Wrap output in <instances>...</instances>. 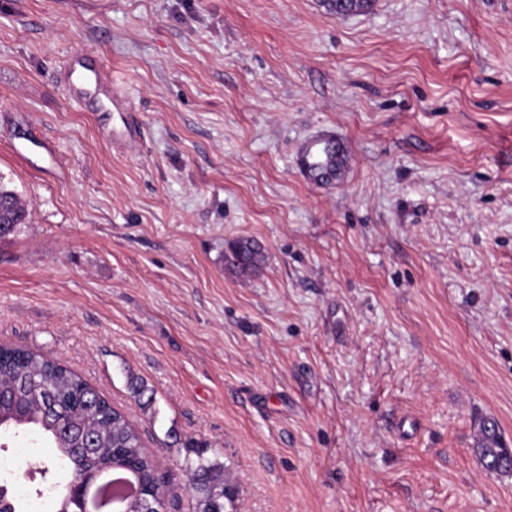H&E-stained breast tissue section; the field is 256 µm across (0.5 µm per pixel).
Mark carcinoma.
Here are the masks:
<instances>
[{
	"label": "carcinoma",
	"instance_id": "cac0c4a2",
	"mask_svg": "<svg viewBox=\"0 0 512 512\" xmlns=\"http://www.w3.org/2000/svg\"><path fill=\"white\" fill-rule=\"evenodd\" d=\"M25 205L0 185V236L14 232L26 220ZM258 246L239 241L230 247L229 265L242 270L260 265ZM25 431L54 449L63 469V485L87 474L106 472L121 465L127 475L146 489L150 500L166 506L168 491L159 479L158 461L135 427L101 394L70 368L43 352L0 346V431ZM488 471L509 472L512 463L493 442L477 449ZM196 463L187 464L197 512H239L238 494L224 466L210 463L197 449ZM54 512H83L80 500L57 494Z\"/></svg>",
	"mask_w": 512,
	"mask_h": 512
}]
</instances>
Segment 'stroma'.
I'll return each mask as SVG.
<instances>
[{"label":"stroma","instance_id":"35a3bbf8","mask_svg":"<svg viewBox=\"0 0 512 512\" xmlns=\"http://www.w3.org/2000/svg\"><path fill=\"white\" fill-rule=\"evenodd\" d=\"M81 51L135 147L70 97ZM324 134L350 169L315 184ZM0 183V343L122 410L171 512L193 445L241 512H512L476 454L512 448V0H0ZM0 453L56 494L52 449ZM25 205L13 190L0 185V236L14 232L18 224L26 220ZM229 265L242 270L256 268L263 261V255L258 246L249 241H239L230 247L227 256Z\"/></svg>","mask_w":512,"mask_h":512}]
</instances>
